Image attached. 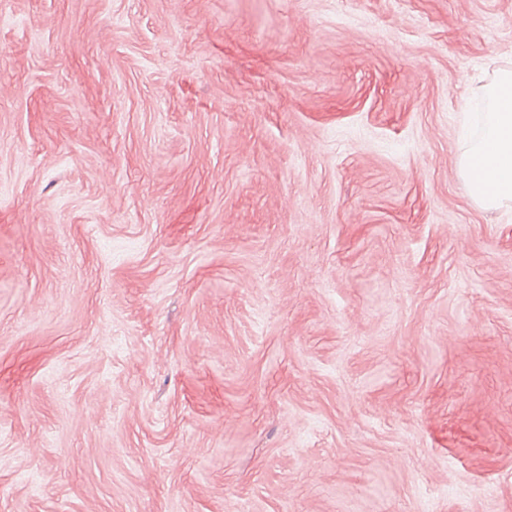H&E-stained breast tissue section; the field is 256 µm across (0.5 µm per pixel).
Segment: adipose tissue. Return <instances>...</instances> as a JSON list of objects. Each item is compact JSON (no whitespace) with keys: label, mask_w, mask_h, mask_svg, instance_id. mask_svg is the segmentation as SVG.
I'll return each mask as SVG.
<instances>
[{"label":"adipose tissue","mask_w":512,"mask_h":512,"mask_svg":"<svg viewBox=\"0 0 512 512\" xmlns=\"http://www.w3.org/2000/svg\"><path fill=\"white\" fill-rule=\"evenodd\" d=\"M494 107L485 116L489 153L474 159L463 155V171L473 200L494 209L512 203V73L503 74L491 89Z\"/></svg>","instance_id":"adipose-tissue-1"}]
</instances>
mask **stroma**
Instances as JSON below:
<instances>
[{
    "label": "stroma",
    "mask_w": 512,
    "mask_h": 512,
    "mask_svg": "<svg viewBox=\"0 0 512 512\" xmlns=\"http://www.w3.org/2000/svg\"><path fill=\"white\" fill-rule=\"evenodd\" d=\"M505 70L512 0H0V512H512ZM494 107L485 116V138L491 151L477 163L463 155V171L473 200L494 209L512 203V73L503 74L491 89Z\"/></svg>",
    "instance_id": "35a3bbf8"
}]
</instances>
